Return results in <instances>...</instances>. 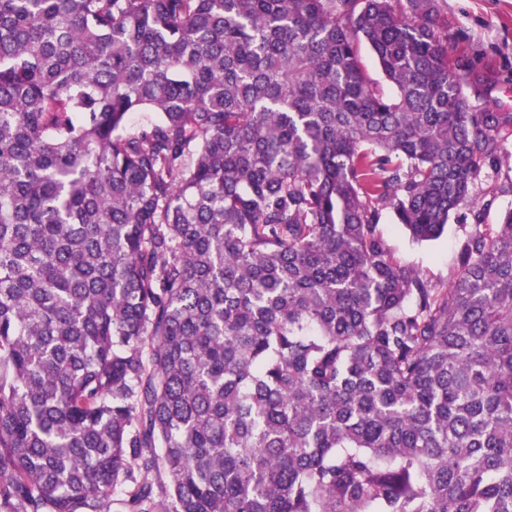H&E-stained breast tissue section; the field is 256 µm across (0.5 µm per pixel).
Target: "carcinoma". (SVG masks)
Masks as SVG:
<instances>
[{
  "instance_id": "carcinoma-1",
  "label": "carcinoma",
  "mask_w": 512,
  "mask_h": 512,
  "mask_svg": "<svg viewBox=\"0 0 512 512\" xmlns=\"http://www.w3.org/2000/svg\"><path fill=\"white\" fill-rule=\"evenodd\" d=\"M450 40L437 0H0V512H512V212L445 287L378 230L481 217L512 113Z\"/></svg>"
}]
</instances>
